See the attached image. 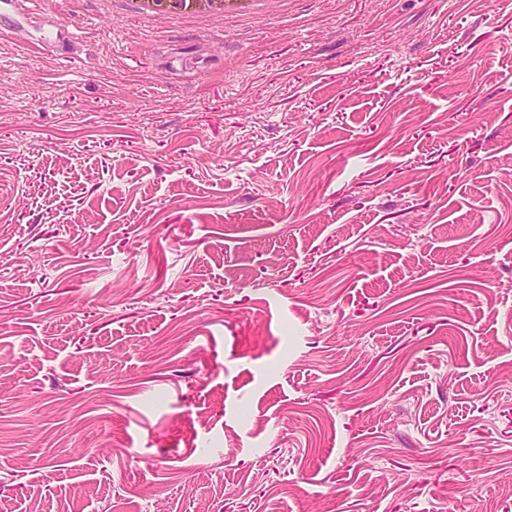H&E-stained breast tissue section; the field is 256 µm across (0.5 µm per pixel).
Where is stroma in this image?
I'll return each mask as SVG.
<instances>
[{"mask_svg":"<svg viewBox=\"0 0 512 512\" xmlns=\"http://www.w3.org/2000/svg\"><path fill=\"white\" fill-rule=\"evenodd\" d=\"M29 6L0 512H512V0Z\"/></svg>","mask_w":512,"mask_h":512,"instance_id":"35a3bbf8","label":"stroma"}]
</instances>
